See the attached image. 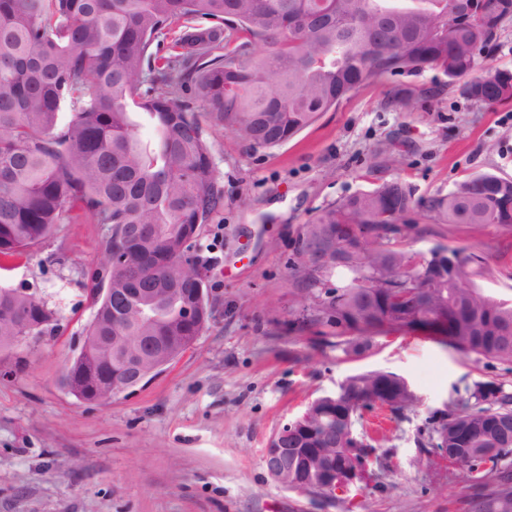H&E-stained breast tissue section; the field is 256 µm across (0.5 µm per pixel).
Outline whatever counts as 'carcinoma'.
Masks as SVG:
<instances>
[{
  "mask_svg": "<svg viewBox=\"0 0 512 512\" xmlns=\"http://www.w3.org/2000/svg\"><path fill=\"white\" fill-rule=\"evenodd\" d=\"M512 0H0V261L21 256L62 224L89 218L110 226L106 264L90 278L96 307L86 336L112 337V347L73 359L69 371L90 401L108 373L132 377L175 351L182 354L201 331L181 315L193 289L206 285L198 254L203 225L223 206L211 146L200 114L234 131L253 148L277 147L312 125L356 88L426 69L487 106L512 99V71L478 74L479 56ZM169 52L153 45L174 30ZM388 99L407 109L411 89L393 85ZM146 117L157 138L145 144L131 109ZM70 112L62 124L59 114ZM417 209L440 224H512V179L484 173L446 195L416 199L390 181L324 209L307 225L298 254L320 265L336 248V234L353 227L378 232ZM406 258L396 288L378 273L381 256L358 255L339 286L340 319L324 307L336 270L306 273V304L298 323L319 344L359 355L381 330L361 328L352 312L399 311L387 332L423 334L466 356L512 363V303L465 288L458 271L472 259L448 249V324L439 309H420L414 290L427 280L433 256L394 248ZM121 260L112 262V248ZM101 288H155L158 318L129 315L113 324ZM24 314L32 335L57 324V313L33 293L0 286V315ZM127 336H151L156 349L142 354ZM392 397L398 416L417 403L399 378L376 371L348 377L344 410L366 401L376 381ZM353 413L341 422L345 447L336 467L356 471L357 486L373 480L374 446L356 447ZM320 442L299 434L307 459ZM431 454L460 469L478 487L475 512H512V395L479 382L432 419Z\"/></svg>",
  "mask_w": 512,
  "mask_h": 512,
  "instance_id": "1",
  "label": "carcinoma"
}]
</instances>
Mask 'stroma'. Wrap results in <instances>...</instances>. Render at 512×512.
I'll list each match as a JSON object with an SVG mask.
<instances>
[{
    "label": "stroma",
    "instance_id": "1",
    "mask_svg": "<svg viewBox=\"0 0 512 512\" xmlns=\"http://www.w3.org/2000/svg\"><path fill=\"white\" fill-rule=\"evenodd\" d=\"M400 81L413 110L387 107L386 82L372 83L272 149L205 125L224 193L198 240L212 316L143 386L81 402L61 384L95 314L86 285L107 225H61L0 265V286L29 288L58 313L55 330L0 352V512H472L463 472L425 448L431 418L478 382L512 393V363L414 334L348 356L289 325L305 296L298 243L321 210L392 180L427 199L471 175L512 179V101L468 100L431 69ZM397 245L465 249V285L512 300V226L438 224L418 211ZM364 370L405 378L418 398L396 418L365 414L364 431L388 435L374 443L377 487L352 489L348 509L275 482L263 464L269 437Z\"/></svg>",
    "mask_w": 512,
    "mask_h": 512
}]
</instances>
